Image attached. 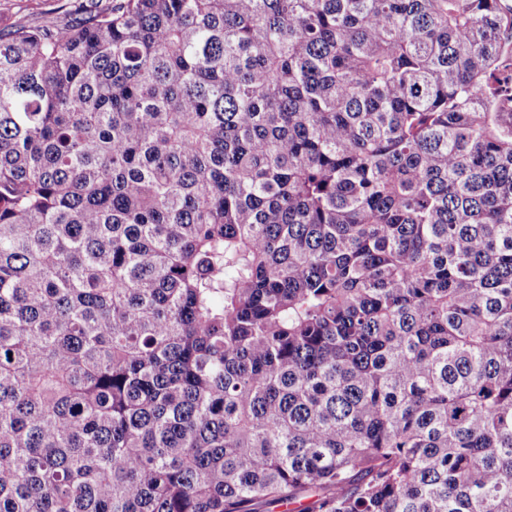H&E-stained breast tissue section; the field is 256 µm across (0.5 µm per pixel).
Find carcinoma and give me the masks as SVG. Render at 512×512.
Wrapping results in <instances>:
<instances>
[{
    "instance_id": "cac0c4a2",
    "label": "carcinoma",
    "mask_w": 512,
    "mask_h": 512,
    "mask_svg": "<svg viewBox=\"0 0 512 512\" xmlns=\"http://www.w3.org/2000/svg\"><path fill=\"white\" fill-rule=\"evenodd\" d=\"M512 512V0H62L0 29V512Z\"/></svg>"
}]
</instances>
